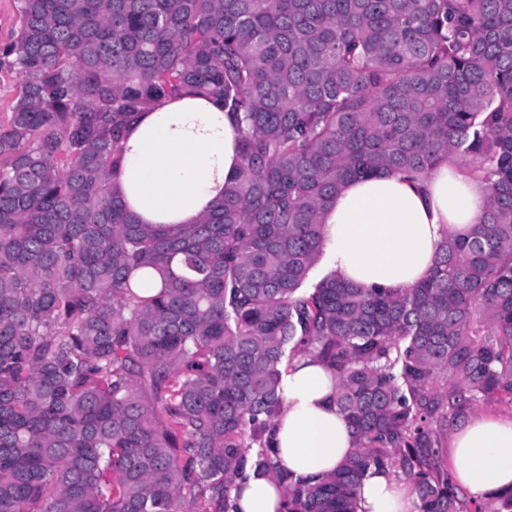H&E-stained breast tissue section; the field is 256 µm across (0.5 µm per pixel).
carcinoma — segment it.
<instances>
[{
  "instance_id": "1",
  "label": "carcinoma",
  "mask_w": 512,
  "mask_h": 512,
  "mask_svg": "<svg viewBox=\"0 0 512 512\" xmlns=\"http://www.w3.org/2000/svg\"><path fill=\"white\" fill-rule=\"evenodd\" d=\"M0 67V512H354L373 468L417 512L471 510L441 436L512 405V0H18ZM219 99L241 161L197 224H142L110 176L127 126ZM467 159L488 207L398 292L310 279L321 216L380 171ZM160 277L143 297L132 276ZM329 367L356 453L316 482L272 446L282 368ZM19 77L12 72L0 68V124L9 121L12 104L18 94ZM241 512H282L283 496L279 487L266 478H251L232 490Z\"/></svg>"
}]
</instances>
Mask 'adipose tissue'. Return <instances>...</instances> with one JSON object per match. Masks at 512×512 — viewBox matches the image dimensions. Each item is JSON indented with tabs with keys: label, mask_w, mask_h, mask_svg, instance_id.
I'll return each mask as SVG.
<instances>
[{
	"label": "adipose tissue",
	"mask_w": 512,
	"mask_h": 512,
	"mask_svg": "<svg viewBox=\"0 0 512 512\" xmlns=\"http://www.w3.org/2000/svg\"><path fill=\"white\" fill-rule=\"evenodd\" d=\"M116 175L119 196L144 224H194L224 193L240 164L234 118L220 100L185 95L165 100L127 127ZM486 184L441 162L416 183L384 173L348 181L322 217V259L361 288L399 291L429 272L447 235L477 223ZM337 380L321 362L294 360L283 376L281 411L273 420L277 457L302 477L336 472L356 451L336 407ZM452 477L471 500L512 491V415L481 412L451 429ZM239 512H282L279 487L253 478L233 489ZM355 512H415V500L388 471L371 469Z\"/></svg>",
	"instance_id": "adipose-tissue-1"
}]
</instances>
